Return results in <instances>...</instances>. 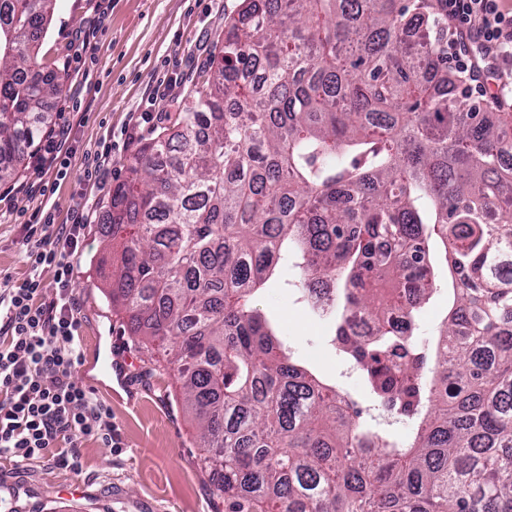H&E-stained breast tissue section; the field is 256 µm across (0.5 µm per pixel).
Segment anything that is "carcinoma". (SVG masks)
Returning a JSON list of instances; mask_svg holds the SVG:
<instances>
[{
  "mask_svg": "<svg viewBox=\"0 0 512 512\" xmlns=\"http://www.w3.org/2000/svg\"><path fill=\"white\" fill-rule=\"evenodd\" d=\"M56 2L0 0V182L61 92L35 57ZM202 78L100 234L112 311L168 346L224 512H512V137L448 76L438 0H243ZM433 236L453 308L430 348ZM287 258L312 304L342 276L335 341L413 435L293 362L253 302Z\"/></svg>",
  "mask_w": 512,
  "mask_h": 512,
  "instance_id": "cac0c4a2",
  "label": "carcinoma"
}]
</instances>
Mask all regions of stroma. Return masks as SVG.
<instances>
[{
  "mask_svg": "<svg viewBox=\"0 0 512 512\" xmlns=\"http://www.w3.org/2000/svg\"><path fill=\"white\" fill-rule=\"evenodd\" d=\"M240 2L58 0L37 46V61L58 75L72 71L54 102L69 121L66 166L39 172L34 157H27L19 175L23 191L0 200V277L16 285L28 274L20 242L40 186L51 188L47 198L56 223H70L80 201L105 212L139 147L169 125L165 118L144 121V111L175 112L194 93L204 66L222 48L225 15ZM164 80L170 86L159 100L155 91ZM106 139L113 143L112 165L99 186L86 181L85 169ZM102 250L97 224L87 225L83 247L73 259L82 318V363L74 378L111 409L121 445L88 440L74 468L57 465L49 456L24 465L0 457V512H223L209 474L199 465L196 424L181 404L176 370L152 371L163 351L133 336L105 297L98 271ZM282 278L265 289L259 306L279 324L295 357L336 381L381 430L407 435L411 421L378 407L360 371L332 345L328 318L299 301L292 288L298 269L284 266ZM436 285L418 318L422 343L432 340L451 304L447 269H440ZM107 352L124 367L126 386L98 373L97 360Z\"/></svg>",
  "mask_w": 512,
  "mask_h": 512,
  "instance_id": "stroma-1",
  "label": "stroma"
}]
</instances>
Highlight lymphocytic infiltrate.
Segmentation results:
<instances>
[{
  "label": "lymphocytic infiltrate",
  "instance_id": "lymphocytic-infiltrate-1",
  "mask_svg": "<svg viewBox=\"0 0 512 512\" xmlns=\"http://www.w3.org/2000/svg\"><path fill=\"white\" fill-rule=\"evenodd\" d=\"M442 7L457 27L448 41L456 71L479 89L493 74L490 98L506 104L512 99V69L503 66L512 61V8L503 0H442ZM92 217L80 205L72 223L58 224L37 206L22 242L28 276L17 285L0 281V457L27 463L62 443L58 461L64 464L79 457L88 439L114 443L111 410L73 377L82 357L72 258ZM48 269L55 285L49 300L43 295Z\"/></svg>",
  "mask_w": 512,
  "mask_h": 512
}]
</instances>
